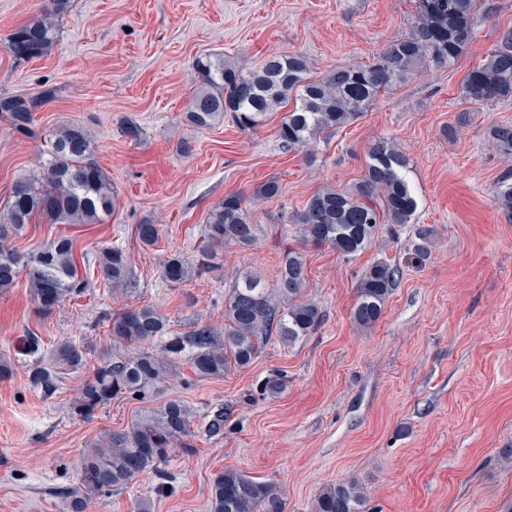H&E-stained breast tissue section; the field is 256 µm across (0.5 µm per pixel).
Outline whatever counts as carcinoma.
<instances>
[{"mask_svg":"<svg viewBox=\"0 0 512 512\" xmlns=\"http://www.w3.org/2000/svg\"><path fill=\"white\" fill-rule=\"evenodd\" d=\"M416 18L407 36L390 43L377 62L367 68L338 66L323 77L310 75L300 53L271 55L255 70L243 71L224 58L202 54L193 63L199 88L188 104L185 119L207 129L229 116L241 128L254 129L268 112L295 97V107L281 121L278 136L287 151L313 143L318 136L360 119L379 95L414 75L419 64L455 65L475 37L474 18L479 0H415ZM71 0H45L39 14L17 27L7 49L18 62L42 58L58 39L57 21ZM48 86L40 91L0 95V120L16 135L33 138L35 114L59 97ZM466 101L487 106L512 99V27L503 29L485 63L471 69L464 81ZM489 135L506 156L512 155V125L498 124ZM47 158L40 170L13 183L0 210V292L12 288L26 273L33 300L42 315H50L67 300L83 293L87 277L79 272L72 240L58 236L33 253L22 254L11 245L35 219L53 224H96L116 206L112 180L94 160V135L81 123L57 128L47 140ZM405 155L389 140L376 142L356 182L341 189L314 193L303 210L280 221L294 224L302 240L329 245L346 257L363 252L381 224H412L417 199L402 174ZM495 196L512 209V173L496 183ZM145 247L159 240L158 225H136ZM266 233L252 223L238 194L224 196L204 224L202 259L193 264L175 253L163 259L165 282L183 284L214 268L217 251L228 244L250 246ZM97 278L119 293L134 284L130 259L120 246L106 247L96 256ZM400 270L387 260L365 268L360 276L359 299L353 319L362 326L375 324L396 286ZM308 280L307 259L300 249L284 252L276 285L267 289L257 276L245 273L224 292V324L199 320L187 329H170L168 319L155 307L144 305L106 313L112 344L120 351L103 360L75 400V413L84 418L127 393L148 400L177 368L186 362L202 379L222 378L230 367L245 368L260 353L271 333L291 344L313 334L321 325L319 306L302 298ZM58 367L83 364L86 347L71 341L52 352ZM30 381L44 393L56 388V372L42 360L30 366ZM194 409L182 400H169L156 410L140 414L122 431H107L86 445L79 482L64 491L68 512H86L93 500L121 491L141 475L154 471L163 493L169 475L157 463L172 448H190ZM364 494L352 481L323 489L313 512H363ZM209 512H284L275 486L245 472L226 470L213 481Z\"/></svg>","mask_w":512,"mask_h":512,"instance_id":"1","label":"carcinoma"}]
</instances>
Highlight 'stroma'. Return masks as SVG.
<instances>
[{"mask_svg":"<svg viewBox=\"0 0 512 512\" xmlns=\"http://www.w3.org/2000/svg\"><path fill=\"white\" fill-rule=\"evenodd\" d=\"M40 2L0 0V94L47 83L63 92L37 112V138L0 122V207L17 179L39 169L44 135L76 122L94 133L95 159L117 203L97 224L33 221L13 245L31 253L66 234L89 261L119 245L136 282L116 296L91 281L49 316L38 313L26 276L0 294V355L15 358L29 334L40 338L45 361L62 341L89 346L84 364L59 370L52 395L32 386L24 361L0 379V512H66L62 492L78 482L86 443L171 399L197 413L193 450H172L164 465L172 490L158 494L148 472L100 496L92 512H133L140 499L151 512H207L213 481L227 468L274 484L285 512H311L319 491L338 481L362 487L364 512H512V216L494 195L512 157L488 135L491 126L512 125V101L474 109L463 94L468 71L512 27V0H481L476 35L456 65H422L356 122L291 152L278 137L282 108L253 130L229 118L205 130L188 126L195 58L219 53L252 69L268 55L301 52L318 77L368 66L409 33L415 0H72L51 53L17 62L8 37ZM128 119L140 125V139L123 135ZM382 138L407 156L418 201L414 223L397 235L378 230L348 259L303 244L291 226L249 247H225L219 268L190 282L162 280L165 256L199 260L207 214L225 195H242L255 223L277 224L315 192L360 178ZM269 179L280 182V197L257 198ZM144 220L160 227L148 249L135 232ZM422 226L433 234L419 263L413 246ZM299 247L304 297L323 313L311 336L290 345L270 336L249 367L219 379L197 378L184 364L149 401L122 395L92 418L73 412L80 387L112 354L103 313L151 304L176 330L196 318L221 323L224 291L237 275L248 271L273 287L284 251ZM381 259L402 275L379 321L365 328L353 320L359 275ZM277 371L284 386L261 394ZM218 408L224 434L211 439L204 428Z\"/></svg>","mask_w":512,"mask_h":512,"instance_id":"35a3bbf8","label":"stroma"}]
</instances>
